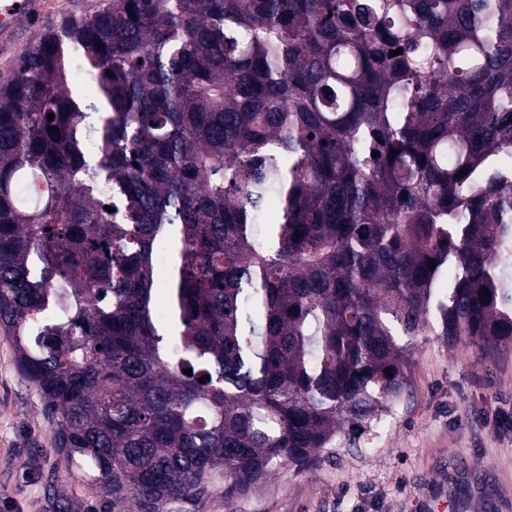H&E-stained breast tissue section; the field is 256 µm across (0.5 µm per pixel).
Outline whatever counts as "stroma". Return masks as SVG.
<instances>
[{
    "mask_svg": "<svg viewBox=\"0 0 512 512\" xmlns=\"http://www.w3.org/2000/svg\"><path fill=\"white\" fill-rule=\"evenodd\" d=\"M512 349L481 353L419 337L409 384L385 432L337 439L307 469L280 464L232 501L223 480L185 512H512ZM0 512H112L67 469L40 396L0 333Z\"/></svg>",
    "mask_w": 512,
    "mask_h": 512,
    "instance_id": "35a3bbf8",
    "label": "stroma"
}]
</instances>
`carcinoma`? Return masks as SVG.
<instances>
[{"label": "carcinoma", "mask_w": 512, "mask_h": 512, "mask_svg": "<svg viewBox=\"0 0 512 512\" xmlns=\"http://www.w3.org/2000/svg\"><path fill=\"white\" fill-rule=\"evenodd\" d=\"M509 152L512 0H97L48 28L0 75V332L67 467L114 509L218 475L231 500L362 437L417 337L511 345Z\"/></svg>", "instance_id": "cac0c4a2"}]
</instances>
